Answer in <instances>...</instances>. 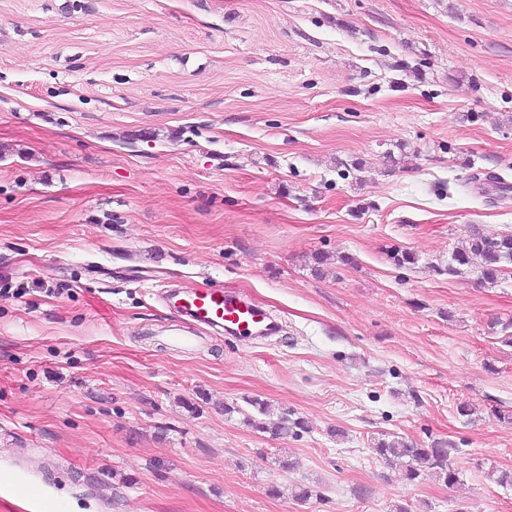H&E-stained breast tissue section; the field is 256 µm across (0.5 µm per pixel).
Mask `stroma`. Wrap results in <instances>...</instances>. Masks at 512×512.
Here are the masks:
<instances>
[{
    "label": "stroma",
    "mask_w": 512,
    "mask_h": 512,
    "mask_svg": "<svg viewBox=\"0 0 512 512\" xmlns=\"http://www.w3.org/2000/svg\"><path fill=\"white\" fill-rule=\"evenodd\" d=\"M473 226L512 231V0H0V512H512V273L444 270ZM175 307L197 323L224 328V332L241 338L272 336L278 323L269 314L235 291L212 289L185 291ZM248 405L255 409L257 415L246 417V422L260 432H268L278 437L300 436L308 430L307 422L294 414L280 412L275 414L268 403L259 400H248ZM375 453L391 468L398 469L403 480L413 483L422 473L431 472L448 488L459 484L457 469L451 462L453 449L448 441L433 440L429 447L420 448L398 437L378 439L374 443Z\"/></svg>",
    "instance_id": "stroma-1"
}]
</instances>
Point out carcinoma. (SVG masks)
<instances>
[{
  "mask_svg": "<svg viewBox=\"0 0 512 512\" xmlns=\"http://www.w3.org/2000/svg\"><path fill=\"white\" fill-rule=\"evenodd\" d=\"M509 270H512V232L486 236L476 227L468 231L465 245L453 251L445 267L450 275L473 273L479 283L489 285L497 283ZM247 404L255 409V413L246 417V422L260 432L298 437L308 430L307 422L301 417L288 412L276 414L269 404L257 399L249 400ZM373 449L409 483L418 480L424 472L434 474L450 488L460 482L458 471L451 462L452 446L447 441L434 440L429 447L420 448L397 437L382 438L374 443Z\"/></svg>",
  "mask_w": 512,
  "mask_h": 512,
  "instance_id": "obj_1",
  "label": "carcinoma"
}]
</instances>
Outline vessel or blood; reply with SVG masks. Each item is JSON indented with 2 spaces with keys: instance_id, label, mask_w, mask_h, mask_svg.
<instances>
[{
  "instance_id": "1",
  "label": "vessel or blood",
  "mask_w": 512,
  "mask_h": 512,
  "mask_svg": "<svg viewBox=\"0 0 512 512\" xmlns=\"http://www.w3.org/2000/svg\"><path fill=\"white\" fill-rule=\"evenodd\" d=\"M177 309L199 324L219 327L241 338L271 336L278 330L277 322L268 311L234 291H186L178 298Z\"/></svg>"
}]
</instances>
